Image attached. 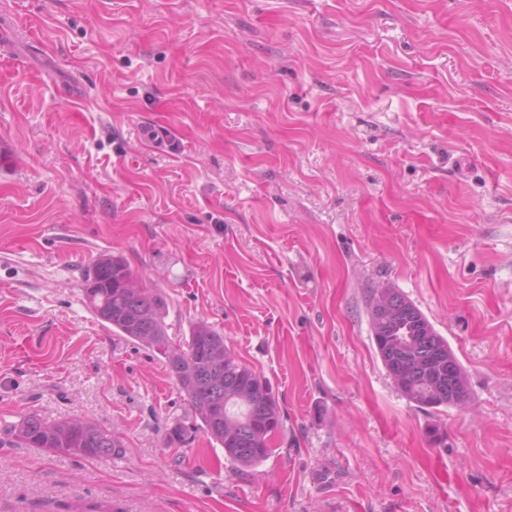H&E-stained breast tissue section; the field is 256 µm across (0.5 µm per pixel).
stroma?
Returning a JSON list of instances; mask_svg holds the SVG:
<instances>
[{
	"label": "stroma",
	"mask_w": 512,
	"mask_h": 512,
	"mask_svg": "<svg viewBox=\"0 0 512 512\" xmlns=\"http://www.w3.org/2000/svg\"><path fill=\"white\" fill-rule=\"evenodd\" d=\"M0 512H512V0H0ZM120 256L281 409L239 469L83 276ZM447 339L471 402L394 386L364 291ZM445 430L434 445L430 427ZM11 441L47 448L81 458H112L123 449L121 442L108 430L79 419L45 424L29 416L10 428Z\"/></svg>",
	"instance_id": "35a3bbf8"
}]
</instances>
